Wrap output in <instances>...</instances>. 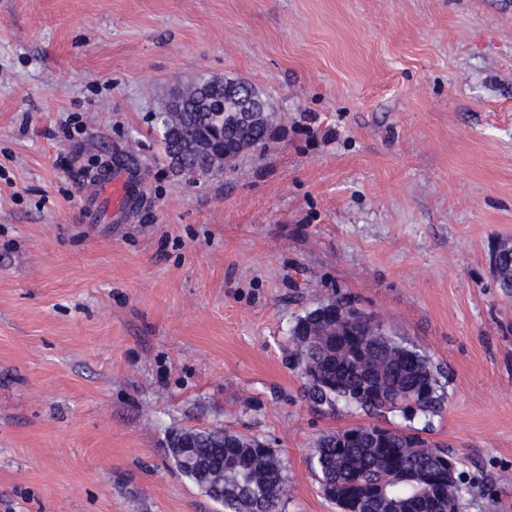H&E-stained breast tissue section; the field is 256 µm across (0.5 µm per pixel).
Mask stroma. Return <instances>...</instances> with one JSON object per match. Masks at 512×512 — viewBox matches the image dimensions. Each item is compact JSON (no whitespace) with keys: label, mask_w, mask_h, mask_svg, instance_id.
I'll return each mask as SVG.
<instances>
[{"label":"stroma","mask_w":512,"mask_h":512,"mask_svg":"<svg viewBox=\"0 0 512 512\" xmlns=\"http://www.w3.org/2000/svg\"><path fill=\"white\" fill-rule=\"evenodd\" d=\"M232 76L288 126L236 169L172 176V86ZM131 156L137 209L86 178ZM512 0H0V512H221L172 431L275 448L279 512H336L310 450L368 417L314 406L287 330L317 299L380 316L443 371L437 415L512 512Z\"/></svg>","instance_id":"stroma-1"}]
</instances>
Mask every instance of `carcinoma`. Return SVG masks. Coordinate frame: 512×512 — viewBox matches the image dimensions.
Returning <instances> with one entry per match:
<instances>
[{
    "label": "carcinoma",
    "instance_id": "cac0c4a2",
    "mask_svg": "<svg viewBox=\"0 0 512 512\" xmlns=\"http://www.w3.org/2000/svg\"><path fill=\"white\" fill-rule=\"evenodd\" d=\"M288 117L269 109L243 125L237 113L202 102V91L185 88L182 112H159L155 124L173 176L206 170L217 161L235 168L265 149ZM498 288L512 294V262L494 269ZM288 352L305 379V393L331 412L400 413L411 420L435 414L444 396L442 372L416 346L395 337L379 317L342 297L323 299L297 316L288 329ZM364 426L322 434L311 456L320 490L338 512H388L379 488L410 512H460L469 486L443 461L452 451L432 444L417 429H386L380 446L361 436ZM176 470L224 512H276L287 479L275 449L261 439L215 428H184L169 436Z\"/></svg>",
    "mask_w": 512,
    "mask_h": 512
}]
</instances>
